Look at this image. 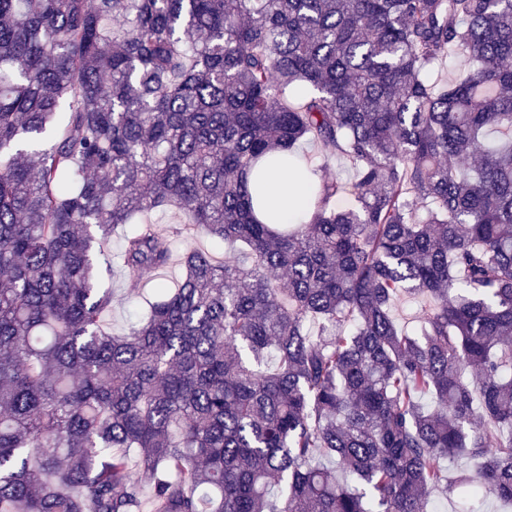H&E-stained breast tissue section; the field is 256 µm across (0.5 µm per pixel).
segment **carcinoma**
Instances as JSON below:
<instances>
[{"instance_id":"cac0c4a2","label":"carcinoma","mask_w":512,"mask_h":512,"mask_svg":"<svg viewBox=\"0 0 512 512\" xmlns=\"http://www.w3.org/2000/svg\"><path fill=\"white\" fill-rule=\"evenodd\" d=\"M119 229L131 280L198 230L238 249L183 253L116 335ZM433 490L512 507V0H0V512ZM429 301L421 296L402 295L396 303L394 315L398 326L412 332L417 326V317L422 309L428 308Z\"/></svg>"}]
</instances>
